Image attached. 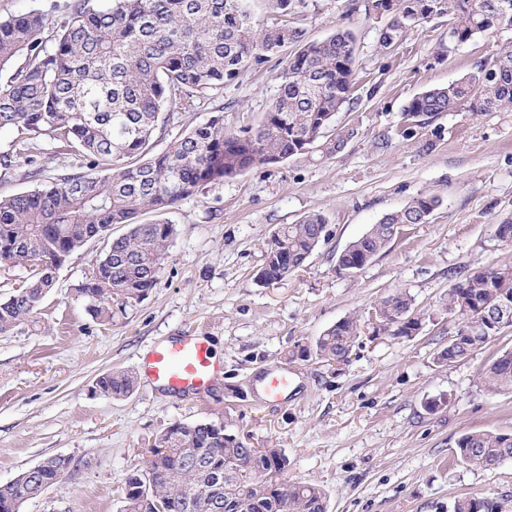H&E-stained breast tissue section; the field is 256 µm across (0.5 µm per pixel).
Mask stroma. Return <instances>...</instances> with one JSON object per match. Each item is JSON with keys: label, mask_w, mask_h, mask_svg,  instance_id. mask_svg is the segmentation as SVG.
I'll use <instances>...</instances> for the list:
<instances>
[{"label": "stroma", "mask_w": 512, "mask_h": 512, "mask_svg": "<svg viewBox=\"0 0 512 512\" xmlns=\"http://www.w3.org/2000/svg\"><path fill=\"white\" fill-rule=\"evenodd\" d=\"M350 4L308 0L293 18L312 40L340 28L357 38L354 102L335 119L353 133L342 152L258 166L169 209L176 234L154 288L114 306L111 323L94 318L78 291L106 247L99 239L58 269L31 322L0 334V484L47 457L71 460L65 476L20 512H120L122 480L143 466L150 438L195 421L224 424L249 448L283 449L288 480L321 486L327 512H452L456 499L471 495L512 512V459L482 470L455 455L464 433L512 432V392L488 396L479 380L493 356L512 349V327L464 359H438L458 327L442 300L459 273L512 267V246L495 235L512 220V112L461 106L412 138L399 134L409 100L472 73L512 42V30L452 46L442 18L386 48L377 41L386 17ZM280 71L272 57L223 97L187 109L180 123L157 131L156 151L218 111L228 129L257 126L278 94ZM32 157L46 184L77 165L47 138ZM29 163L0 168L1 196L33 189ZM420 194L440 199L428 223L403 226L354 276L337 274L336 258L350 242ZM310 213L326 217V237L305 266L257 283L273 232ZM400 288L414 296L421 330L374 335L375 304ZM352 316L361 344L348 363L285 361L289 350ZM183 336L209 337L224 365L204 396L171 394L143 379L125 396L94 392L102 374L139 372L149 350ZM270 370L292 379L276 405L264 397Z\"/></svg>", "instance_id": "stroma-1"}]
</instances>
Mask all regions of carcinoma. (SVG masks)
Returning a JSON list of instances; mask_svg holds the SVG:
<instances>
[{"instance_id": "cac0c4a2", "label": "carcinoma", "mask_w": 512, "mask_h": 512, "mask_svg": "<svg viewBox=\"0 0 512 512\" xmlns=\"http://www.w3.org/2000/svg\"><path fill=\"white\" fill-rule=\"evenodd\" d=\"M250 0H71L54 42L37 10L0 20V129L17 132L15 156L32 162L35 142L47 136L79 161L76 171L54 182L0 197V261L29 271V283L0 301V334L28 322L54 288L53 270L97 237L107 247L78 292L104 323L113 300L143 298L157 282L175 235L161 219L178 202L206 185L250 168L293 158L328 159L341 152L350 134L335 131L336 113L353 101L356 38L338 29L312 41L285 17L306 0H270L282 20L254 22ZM366 9L390 16L378 32L388 47L411 27L450 17L449 42L462 45L476 35L512 27V0H367ZM280 92L256 130L232 131L218 113L186 130L166 151L153 152L158 129L179 122L196 102L218 98L241 74L265 64L287 46ZM472 112L512 111V45L479 62L458 82L428 89L403 109L401 135L411 138L424 121L462 104ZM439 199L420 194L403 209L386 214L337 257L351 276L394 239L402 226L426 224ZM158 219L136 221L143 212ZM123 224L128 231L111 234ZM320 213L283 224L265 247L256 281L279 282L303 268L326 236ZM119 256L126 262H117ZM512 299V267L474 268L449 289L444 305L471 338L441 354L446 359L489 343L479 306ZM415 312L406 290L381 300L373 335L408 336L400 325ZM358 321L347 317L313 345L328 363L349 359L360 338ZM490 394L512 392V350L494 357L481 373ZM134 376L110 371L96 380L102 395L126 396ZM512 449V435L468 432L457 456L489 470ZM70 459L51 456L32 474L24 471L0 485V512H12L43 494L67 472ZM289 459L280 448L249 455L243 442L228 439L206 422H178L157 434L144 466L126 474L121 512H327L315 484L283 480ZM220 508H215V503ZM487 498L463 497L453 512H499Z\"/></svg>"}]
</instances>
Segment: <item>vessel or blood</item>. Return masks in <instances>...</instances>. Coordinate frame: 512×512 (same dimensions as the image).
<instances>
[{"label": "vessel or blood", "mask_w": 512, "mask_h": 512, "mask_svg": "<svg viewBox=\"0 0 512 512\" xmlns=\"http://www.w3.org/2000/svg\"><path fill=\"white\" fill-rule=\"evenodd\" d=\"M142 369L147 382L173 393L191 395L206 393L222 371L204 336H184L152 348L142 360ZM288 384L287 372L269 373L264 388L266 399L280 401Z\"/></svg>", "instance_id": "b4317fda"}]
</instances>
